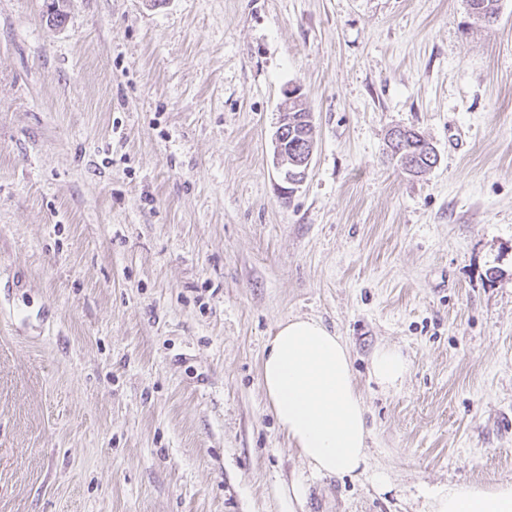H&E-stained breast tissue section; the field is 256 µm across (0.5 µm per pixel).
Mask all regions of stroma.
<instances>
[{
    "instance_id": "stroma-1",
    "label": "stroma",
    "mask_w": 512,
    "mask_h": 512,
    "mask_svg": "<svg viewBox=\"0 0 512 512\" xmlns=\"http://www.w3.org/2000/svg\"><path fill=\"white\" fill-rule=\"evenodd\" d=\"M0 0V512H430L512 480V0ZM301 87L316 147L272 162ZM418 130L438 164L386 154ZM346 340L369 469L310 470L258 366ZM402 351L398 389L372 354ZM409 371V360L397 348L382 347L372 357L371 376L383 387H397Z\"/></svg>"
}]
</instances>
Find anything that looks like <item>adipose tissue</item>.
Masks as SVG:
<instances>
[{"instance_id":"obj_1","label":"adipose tissue","mask_w":512,"mask_h":512,"mask_svg":"<svg viewBox=\"0 0 512 512\" xmlns=\"http://www.w3.org/2000/svg\"><path fill=\"white\" fill-rule=\"evenodd\" d=\"M409 371L399 349L383 347L372 357L371 376L383 387H397ZM259 377L289 447L313 471L339 477L367 471L365 403L341 336L313 318L280 321L264 347ZM434 512H512V482L448 487Z\"/></svg>"}]
</instances>
